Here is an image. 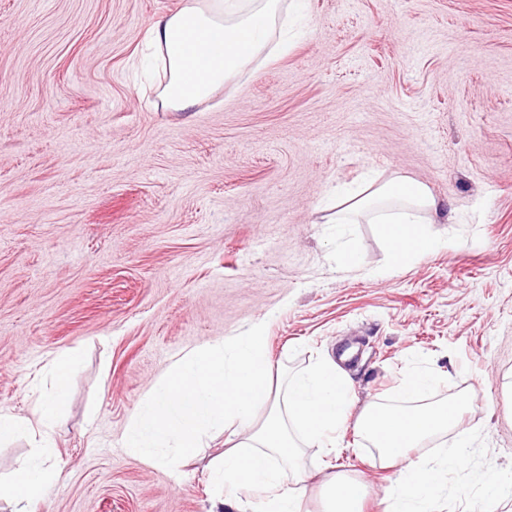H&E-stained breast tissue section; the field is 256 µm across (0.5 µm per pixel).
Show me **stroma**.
<instances>
[{
  "label": "stroma",
  "mask_w": 512,
  "mask_h": 512,
  "mask_svg": "<svg viewBox=\"0 0 512 512\" xmlns=\"http://www.w3.org/2000/svg\"><path fill=\"white\" fill-rule=\"evenodd\" d=\"M183 2L0 0V408L31 415L46 364L82 358L33 512H209L224 436L175 471L120 439L173 362L259 323L274 397L330 359L355 418L426 355L472 401L410 457L479 430L512 466V0H281L288 52L175 111L146 31ZM367 174L430 190L439 248L395 265L370 219L337 236L326 199ZM302 461V512L337 476L391 512L397 470L354 429Z\"/></svg>",
  "instance_id": "35a3bbf8"
}]
</instances>
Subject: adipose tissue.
<instances>
[{"label":"adipose tissue","instance_id":"ef3b65f1","mask_svg":"<svg viewBox=\"0 0 512 512\" xmlns=\"http://www.w3.org/2000/svg\"><path fill=\"white\" fill-rule=\"evenodd\" d=\"M251 3L244 11L238 0H187L175 13L151 23L149 37L168 70L160 94L164 108H191L267 51L280 0ZM378 201L387 204L377 221L391 246L394 264H405L437 248V240L427 230L439 220L437 202L422 184L406 177L392 179L365 196L345 198L336 211L337 227L356 223ZM79 362L73 351L51 361L48 373L56 392L39 397L32 416L0 409V441L29 435L42 444L41 451L22 464L9 482L0 483V498L16 502L18 512H29L31 504L61 480L64 467L54 458L50 440L60 417V393Z\"/></svg>","mask_w":512,"mask_h":512}]
</instances>
